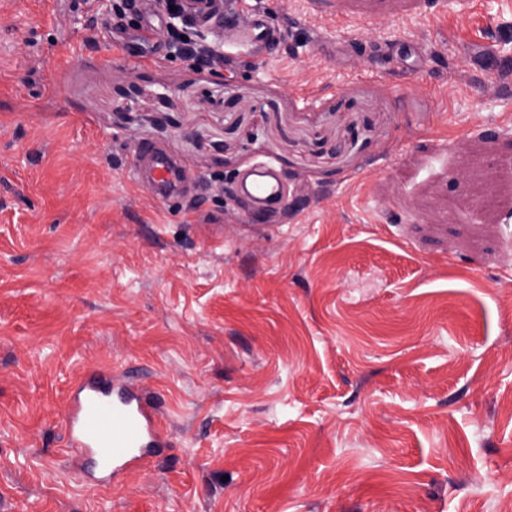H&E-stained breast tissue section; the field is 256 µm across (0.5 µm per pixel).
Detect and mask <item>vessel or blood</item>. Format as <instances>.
Segmentation results:
<instances>
[{
	"label": "vessel or blood",
	"instance_id": "obj_1",
	"mask_svg": "<svg viewBox=\"0 0 512 512\" xmlns=\"http://www.w3.org/2000/svg\"><path fill=\"white\" fill-rule=\"evenodd\" d=\"M136 156L146 160L148 169L142 178L157 196L168 198L183 190L188 177L166 153L143 145ZM237 190L261 211L277 212L288 205L280 173L266 162L242 174ZM65 428L70 448L90 460L104 487L137 470L169 443L162 411L124 374L108 367L77 377L66 402Z\"/></svg>",
	"mask_w": 512,
	"mask_h": 512
}]
</instances>
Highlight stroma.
<instances>
[{"mask_svg": "<svg viewBox=\"0 0 512 512\" xmlns=\"http://www.w3.org/2000/svg\"><path fill=\"white\" fill-rule=\"evenodd\" d=\"M447 3L237 0L278 37L200 28L205 67L157 5L0 0V512L512 502V0ZM103 366L170 446L100 490L64 427ZM168 33L172 37V41H170V44L173 48H175L177 51L180 49L182 51L187 50V52L191 55H196L197 58H205V51L206 47L194 40L186 34V31L179 30L175 28L174 23H171L168 25ZM181 35H184V39H181ZM139 159L147 158L146 172L136 171L139 179L146 180L160 198H168L180 193L188 181L185 171L179 168L168 155L148 145L136 149ZM237 190L254 208L261 211L277 212L288 206L281 175L267 162H259L242 174Z\"/></svg>", "mask_w": 512, "mask_h": 512, "instance_id": "35a3bbf8", "label": "stroma"}]
</instances>
